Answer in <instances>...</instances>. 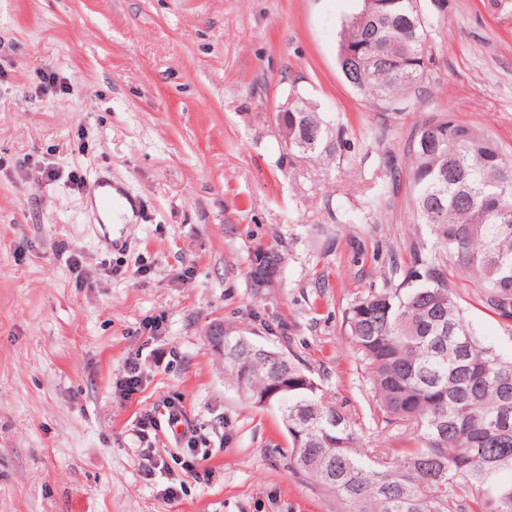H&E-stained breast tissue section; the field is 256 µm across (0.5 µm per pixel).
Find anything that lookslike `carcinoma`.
I'll return each instance as SVG.
<instances>
[{
  "mask_svg": "<svg viewBox=\"0 0 512 512\" xmlns=\"http://www.w3.org/2000/svg\"><path fill=\"white\" fill-rule=\"evenodd\" d=\"M420 0H376L342 22L338 63L350 85L387 118L422 95L438 59L437 21ZM288 154L332 168L355 144L297 90L288 111ZM417 222L438 248L391 254L378 287L359 292L343 325L370 385L373 420L399 426L400 448H371L346 405L325 397L297 358L246 336L224 334V381L248 405L273 409L290 461L336 497L342 512H512V357L485 344L466 320L454 273L482 284V302L512 320V152L447 112L415 124L407 142ZM249 265H277L259 244Z\"/></svg>",
  "mask_w": 512,
  "mask_h": 512,
  "instance_id": "obj_1",
  "label": "carcinoma"
}]
</instances>
